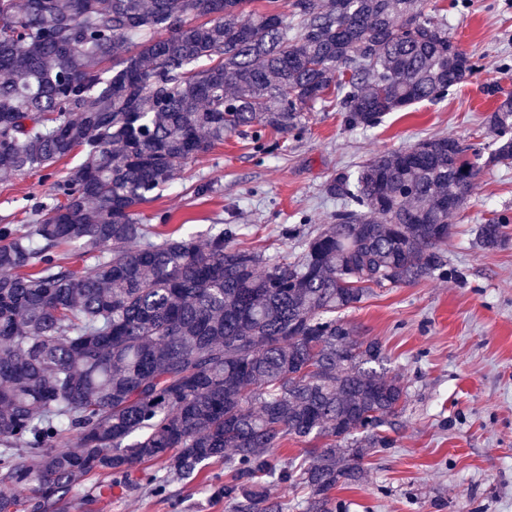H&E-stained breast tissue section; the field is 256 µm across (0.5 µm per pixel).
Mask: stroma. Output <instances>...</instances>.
I'll return each mask as SVG.
<instances>
[{"mask_svg": "<svg viewBox=\"0 0 512 512\" xmlns=\"http://www.w3.org/2000/svg\"><path fill=\"white\" fill-rule=\"evenodd\" d=\"M424 7L473 54L477 68L466 83L368 129L350 126L335 102L315 106L302 134L266 133L275 146L266 154L228 135L142 206L146 223L168 216V228L188 225L202 243L232 225L234 245L289 257L308 232L331 222L336 201L325 187L336 173L434 135L486 148L484 121L497 101L491 89L512 91V0H425ZM82 161L75 152L52 169L0 178V225L36 223L38 210L57 202V175ZM497 214L512 218V166L483 168L469 200L448 217L454 230L445 251L458 277L378 288L345 313L357 336L382 343L407 387L393 447L366 457L360 485L334 492L346 512H512V243L495 251L474 244L478 225ZM223 474L214 464L161 495L128 487L109 496L99 495L102 478L91 475L76 512H226L215 494Z\"/></svg>", "mask_w": 512, "mask_h": 512, "instance_id": "35a3bbf8", "label": "stroma"}]
</instances>
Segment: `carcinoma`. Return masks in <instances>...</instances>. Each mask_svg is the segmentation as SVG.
<instances>
[{
	"label": "carcinoma",
	"instance_id": "1",
	"mask_svg": "<svg viewBox=\"0 0 512 512\" xmlns=\"http://www.w3.org/2000/svg\"><path fill=\"white\" fill-rule=\"evenodd\" d=\"M253 2L0 0V175L84 156L55 183L62 202L0 227V484L31 491L30 512H65L91 473L112 476L101 494H159L218 463L234 512H286L269 479L306 490L299 512H338L336 488L393 445L407 390L341 314L374 286L456 275L448 215L481 168L512 164V92L473 161L440 136L337 174L340 208L291 260L229 245L231 225L203 245L165 235L141 206L224 136L263 151L333 90L373 127L476 68L423 0H293V27ZM508 237L495 216L476 244ZM72 243L95 259L80 273L59 254ZM289 439L308 458L279 469Z\"/></svg>",
	"mask_w": 512,
	"mask_h": 512
}]
</instances>
